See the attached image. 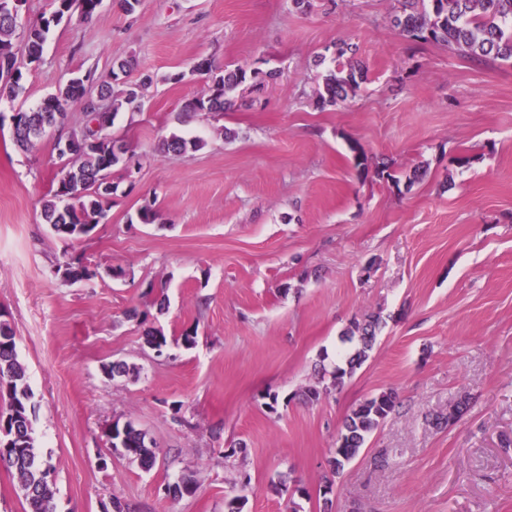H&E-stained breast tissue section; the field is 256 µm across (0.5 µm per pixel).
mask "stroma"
I'll return each instance as SVG.
<instances>
[{
    "instance_id": "stroma-1",
    "label": "stroma",
    "mask_w": 512,
    "mask_h": 512,
    "mask_svg": "<svg viewBox=\"0 0 512 512\" xmlns=\"http://www.w3.org/2000/svg\"><path fill=\"white\" fill-rule=\"evenodd\" d=\"M311 3L139 0L129 16L101 0L50 32L19 104L0 102V312L55 512L115 499L127 512H227L236 496L243 512H512V66L411 51L395 0ZM345 43L367 79L321 107L315 90ZM202 58L274 78L224 116L189 112L210 92L193 70ZM120 61L145 96L107 132L135 164L113 169L105 219L67 244L42 217L64 174L55 137L22 151L9 117L87 70L109 81ZM174 133L203 146L165 152ZM353 142L398 176H426L396 191L357 171ZM148 202L159 217L139 223ZM72 258L96 278L64 283ZM371 312L386 325L369 359L342 391L301 402L338 363L350 320ZM150 328L196 344L156 355ZM112 361L139 373L108 379ZM386 388L399 407L322 495L343 417ZM460 395L467 414L436 429ZM116 420L154 442L151 470L109 447ZM185 475L193 494H164Z\"/></svg>"
}]
</instances>
